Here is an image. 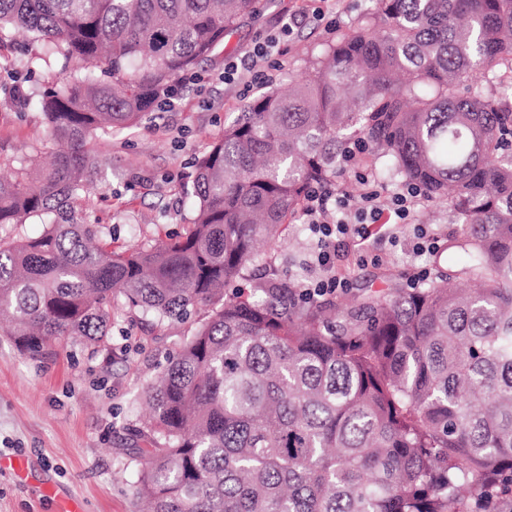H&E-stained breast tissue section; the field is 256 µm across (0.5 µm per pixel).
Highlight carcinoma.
<instances>
[{
    "label": "carcinoma",
    "mask_w": 512,
    "mask_h": 512,
    "mask_svg": "<svg viewBox=\"0 0 512 512\" xmlns=\"http://www.w3.org/2000/svg\"><path fill=\"white\" fill-rule=\"evenodd\" d=\"M257 0H0L60 64L39 105L54 156L0 179V324L31 358L105 344L113 301L162 319L211 307L147 391L152 512H512V104L469 85L512 65V0H376L286 94L263 93L195 160L194 217L152 246L113 247L72 200L108 159L98 131L134 125L256 12ZM445 198L464 262L355 305L296 288L224 294L347 142Z\"/></svg>",
    "instance_id": "1"
}]
</instances>
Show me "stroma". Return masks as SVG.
I'll list each match as a JSON object with an SVG mask.
<instances>
[{"label":"stroma","instance_id":"1","mask_svg":"<svg viewBox=\"0 0 512 512\" xmlns=\"http://www.w3.org/2000/svg\"><path fill=\"white\" fill-rule=\"evenodd\" d=\"M313 0H258L255 15L244 18L208 60L196 66L198 84H181L165 112L148 113L137 126L97 133L91 143L109 163L97 188L80 197L79 208L111 228L118 244L148 246L189 224L195 208L194 162L256 96L287 91L326 44L367 21L374 0H324L325 18L295 33L285 55L277 57L263 80L245 75L227 85L219 75L224 60L243 55L258 36L273 30L285 10H313ZM0 56L15 63L38 57L27 95L60 88L63 76L40 44L13 34ZM55 147L43 113L24 107L0 75V176L16 174L26 160L45 159ZM440 240L457 224L447 205L424 201L415 224H373L369 238L337 239L336 271L349 280L333 298L349 305L359 295L400 282L415 287L418 266L456 269L461 257L450 250L424 255L414 251L415 225ZM315 238L308 225L294 221L278 240L261 250L259 264L241 280L257 284H299L317 279ZM206 309L182 321L158 319L118 305L106 348L52 347L39 358L21 354L0 331V457L28 462L22 476L0 472V512H58L61 498L79 500L84 512H140L135 494L145 447L146 392L166 365V357L196 331Z\"/></svg>","mask_w":512,"mask_h":512}]
</instances>
